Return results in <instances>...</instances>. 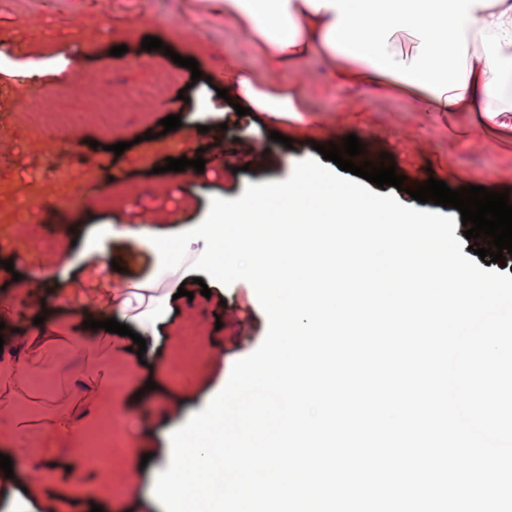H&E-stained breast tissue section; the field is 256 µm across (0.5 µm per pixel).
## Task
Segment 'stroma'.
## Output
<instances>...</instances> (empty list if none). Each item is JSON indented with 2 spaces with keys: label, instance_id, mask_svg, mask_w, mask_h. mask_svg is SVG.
<instances>
[{
  "label": "stroma",
  "instance_id": "1",
  "mask_svg": "<svg viewBox=\"0 0 512 512\" xmlns=\"http://www.w3.org/2000/svg\"><path fill=\"white\" fill-rule=\"evenodd\" d=\"M148 36L159 38L162 50L142 49ZM120 45L126 53L113 56L112 47ZM167 47L194 58L202 80L192 81L190 69L165 56ZM0 56L10 60L0 81L21 93L38 91L43 108L52 112L90 111L107 79L115 89L145 92L138 106L120 112L112 131L94 123L75 134L54 130L58 141L77 136L81 154L50 177L44 174L45 156L35 148L41 134L28 123L25 105L0 107V258L16 254L38 266L62 298L54 310L64 329L72 325L77 304L70 294L80 283L94 301L88 312L96 320L111 318L105 292L114 284L133 289L152 283L167 310L141 357L132 352V339L120 335L87 334L79 349L57 340L41 345V352L57 356L50 384L20 386L1 398L13 413L0 422V453H15L9 433L20 428L25 437L38 439L37 456L53 465L40 471L43 493L32 501L24 491L28 464H17L9 478L0 473V512H15L23 501L29 512H91L95 505L103 512H163L154 484L168 466L172 432L204 409L235 361L266 335V315L247 282L199 286L188 267L162 270L159 256L136 237L100 239L102 226L145 225L154 236L186 231L205 218L211 197L233 200L247 184L281 180L298 160L315 156V144L350 134L371 139L373 151L391 155L406 188L397 193L387 186L380 193L400 203H410V188L431 178L453 189H512V118L490 122L465 112L447 121L420 112L405 97L339 88L329 80L332 60L320 57L293 73L272 72L260 49L225 23L220 0H0ZM228 57L258 87L299 91L304 111L284 114L275 125L257 112L238 116L216 92L214 75ZM53 59L66 60V70L47 72L43 64ZM170 115L180 116L182 125L167 133L161 121ZM274 131L290 137L291 147L271 141ZM254 137L264 139V156L246 153L244 142ZM188 140L209 157L241 152L245 170L217 173L208 165L196 181H182L164 165ZM119 142L127 148L117 155L110 147ZM155 213L168 214V222L150 223ZM112 260L118 270L102 274ZM205 287L210 296H202ZM40 297L35 286L0 270V322L24 330L41 308ZM246 305L253 311L252 327L239 338L231 317ZM89 348L111 352L128 366L121 385L112 388V419L129 431L113 451L108 489L86 475L83 459L68 452L66 439L51 426L58 412L67 411L79 429L98 411L100 392L87 378ZM149 381L156 384L150 391Z\"/></svg>",
  "mask_w": 512,
  "mask_h": 512
}]
</instances>
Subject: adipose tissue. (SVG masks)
I'll return each instance as SVG.
<instances>
[{"mask_svg":"<svg viewBox=\"0 0 512 512\" xmlns=\"http://www.w3.org/2000/svg\"><path fill=\"white\" fill-rule=\"evenodd\" d=\"M224 20L268 67L333 60L338 87L410 98L421 111L512 112V0H224ZM224 82L271 121L302 111L296 95L257 88L234 63Z\"/></svg>","mask_w":512,"mask_h":512,"instance_id":"obj_1","label":"adipose tissue"}]
</instances>
